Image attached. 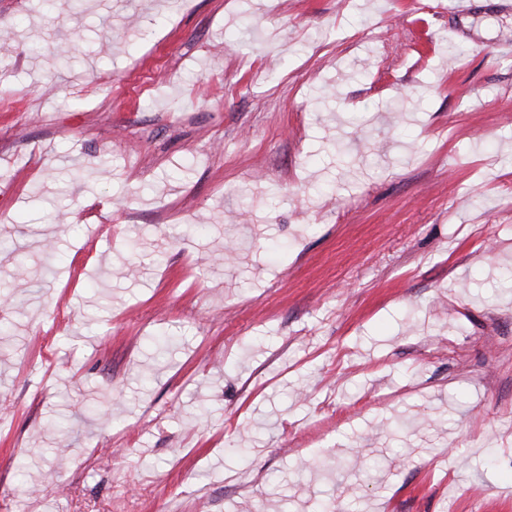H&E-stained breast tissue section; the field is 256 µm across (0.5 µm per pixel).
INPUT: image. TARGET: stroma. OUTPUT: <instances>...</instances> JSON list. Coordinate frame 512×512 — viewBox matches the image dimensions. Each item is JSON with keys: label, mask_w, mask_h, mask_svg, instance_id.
I'll use <instances>...</instances> for the list:
<instances>
[{"label": "stroma", "mask_w": 512, "mask_h": 512, "mask_svg": "<svg viewBox=\"0 0 512 512\" xmlns=\"http://www.w3.org/2000/svg\"><path fill=\"white\" fill-rule=\"evenodd\" d=\"M472 2L0 0V512H512Z\"/></svg>", "instance_id": "35a3bbf8"}]
</instances>
